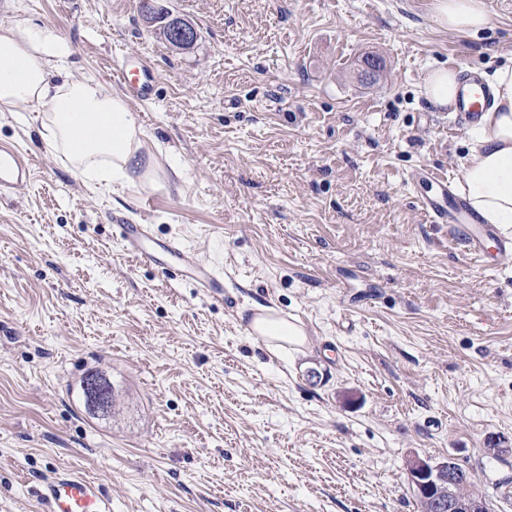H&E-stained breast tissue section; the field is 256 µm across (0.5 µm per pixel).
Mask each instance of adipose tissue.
Returning <instances> with one entry per match:
<instances>
[{"instance_id":"adipose-tissue-1","label":"adipose tissue","mask_w":512,"mask_h":512,"mask_svg":"<svg viewBox=\"0 0 512 512\" xmlns=\"http://www.w3.org/2000/svg\"><path fill=\"white\" fill-rule=\"evenodd\" d=\"M445 28L475 33L490 23L484 0H436ZM71 44L46 24L0 30V110L35 106L40 135L88 183L151 169L140 152L141 129L127 101L102 84L69 78ZM492 103L471 132L460 190L481 221L512 235V65L488 75Z\"/></svg>"}]
</instances>
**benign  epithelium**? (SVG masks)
Masks as SVG:
<instances>
[{"mask_svg":"<svg viewBox=\"0 0 512 512\" xmlns=\"http://www.w3.org/2000/svg\"><path fill=\"white\" fill-rule=\"evenodd\" d=\"M168 24L176 45L185 46L197 39V29L186 19L171 14ZM110 390L111 382L104 377L93 378L86 385L88 405L100 416L109 411ZM406 472L421 512H489L483 499L459 495V489L471 482L472 473L452 457L433 462L412 456L406 461Z\"/></svg>","mask_w":512,"mask_h":512,"instance_id":"7a95c632","label":"benign epithelium"}]
</instances>
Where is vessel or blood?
I'll return each instance as SVG.
<instances>
[{
  "mask_svg": "<svg viewBox=\"0 0 512 512\" xmlns=\"http://www.w3.org/2000/svg\"><path fill=\"white\" fill-rule=\"evenodd\" d=\"M113 75L134 98L142 101L152 99L155 77L149 67H131L129 56L124 55L115 61ZM490 99L489 86L481 74L473 69L467 70L455 104L457 123L474 125L484 102ZM35 174L34 159L30 154L14 145L0 143V195L27 186ZM409 181L414 185L421 182L430 184L432 194L420 198L423 212L430 223L447 225L464 255L474 260L479 268L490 272L512 263V237L501 234L496 225L478 223L452 191L447 175L423 167L412 171ZM112 236L121 241L137 260L152 261L153 255L147 247L149 225L129 224L117 218L112 224ZM191 278L212 298L223 299L224 278L212 268L196 266ZM38 496L48 504V512H107L100 484L84 476L54 474L41 486Z\"/></svg>",
  "mask_w": 512,
  "mask_h": 512,
  "instance_id": "b4317fda",
  "label": "vessel or blood"
}]
</instances>
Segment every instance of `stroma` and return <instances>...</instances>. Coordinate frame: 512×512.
I'll return each mask as SVG.
<instances>
[{
	"instance_id": "obj_1",
	"label": "stroma",
	"mask_w": 512,
	"mask_h": 512,
	"mask_svg": "<svg viewBox=\"0 0 512 512\" xmlns=\"http://www.w3.org/2000/svg\"><path fill=\"white\" fill-rule=\"evenodd\" d=\"M435 0H155L191 22L169 48L141 0H0V29L53 25L71 74L121 87L156 173L86 185L46 147L36 108L0 112L35 157L0 198V512H45L56 471L97 481L109 512H419L405 463L453 457L512 512V265L478 270L429 223L407 175L463 176L471 131L422 93L436 67L512 62V4L440 28ZM379 75L361 77L364 59ZM121 212L224 277V300L137 261ZM298 320L270 351L242 314ZM98 371L112 416L85 407ZM139 56L122 55L114 61L113 75L119 85L126 88L134 98L148 101L154 95L155 77L152 70L142 62L143 58ZM134 57L140 60L139 67L130 66V59Z\"/></svg>"
}]
</instances>
